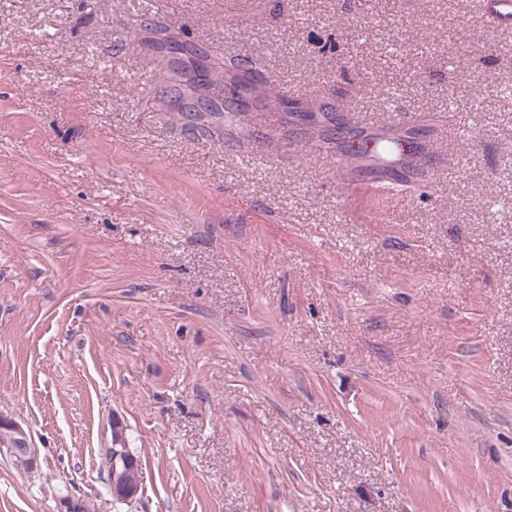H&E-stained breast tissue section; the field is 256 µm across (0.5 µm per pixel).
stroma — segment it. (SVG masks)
I'll list each match as a JSON object with an SVG mask.
<instances>
[{
	"mask_svg": "<svg viewBox=\"0 0 512 512\" xmlns=\"http://www.w3.org/2000/svg\"><path fill=\"white\" fill-rule=\"evenodd\" d=\"M135 18L473 136L406 196L347 194L278 131L240 161L223 122L158 111ZM488 26L473 0H0V414L39 454L0 453V512H512V30L487 54Z\"/></svg>",
	"mask_w": 512,
	"mask_h": 512,
	"instance_id": "obj_1",
	"label": "stroma"
}]
</instances>
